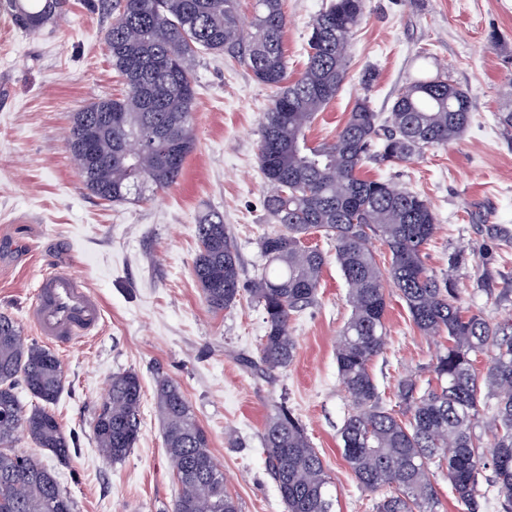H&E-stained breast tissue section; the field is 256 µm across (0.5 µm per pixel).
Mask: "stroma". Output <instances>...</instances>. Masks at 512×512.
Wrapping results in <instances>:
<instances>
[{"instance_id":"stroma-1","label":"stroma","mask_w":512,"mask_h":512,"mask_svg":"<svg viewBox=\"0 0 512 512\" xmlns=\"http://www.w3.org/2000/svg\"><path fill=\"white\" fill-rule=\"evenodd\" d=\"M282 4L293 79L306 61L310 21L326 0ZM366 12L349 48L347 79L308 139H331L358 96L369 95L376 111L388 112L420 67L447 66L474 106L461 139L408 163L366 164L364 173L426 198L437 216L426 264L453 271L471 311L497 322L512 319V143L494 121L512 81V0H367ZM111 22L102 0H69L63 20L29 35L0 10V313L37 341L27 315L50 269L80 276L104 307L96 336L56 351L65 383L52 410L78 448L62 462L21 432L15 452L51 469L76 512H171L179 486L154 398L157 381L166 378L179 385L207 430L241 512H286L261 444L270 405L281 398L324 461L335 512H373L377 494L359 486L341 450L349 399L336 342L351 307L331 243L318 233L305 239L329 256L318 303L291 322L293 362L266 376L242 363L256 355L265 333L261 307L245 297L212 311L192 276L195 226L214 211L238 246L242 280L261 262L258 240L274 223L264 207L258 144L274 89L224 55L199 56L196 146L179 183L148 200L102 201L82 187L65 139L73 112L125 90L105 42ZM369 69L377 80L367 90L361 76ZM385 293L388 344L372 375L389 394L399 377L421 374L443 340L414 327L396 288ZM126 370L136 371L142 384L141 435L115 464L94 441L93 419L112 375Z\"/></svg>"}]
</instances>
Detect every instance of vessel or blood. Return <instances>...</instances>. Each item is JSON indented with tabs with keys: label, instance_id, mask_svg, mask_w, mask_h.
<instances>
[{
	"label": "vessel or blood",
	"instance_id": "b4317fda",
	"mask_svg": "<svg viewBox=\"0 0 512 512\" xmlns=\"http://www.w3.org/2000/svg\"><path fill=\"white\" fill-rule=\"evenodd\" d=\"M28 320L48 343L65 346L98 333L103 306L77 276L50 271L39 281Z\"/></svg>",
	"mask_w": 512,
	"mask_h": 512
}]
</instances>
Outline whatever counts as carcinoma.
I'll use <instances>...</instances> for the list:
<instances>
[{
    "instance_id": "cac0c4a2",
    "label": "carcinoma",
    "mask_w": 512,
    "mask_h": 512,
    "mask_svg": "<svg viewBox=\"0 0 512 512\" xmlns=\"http://www.w3.org/2000/svg\"><path fill=\"white\" fill-rule=\"evenodd\" d=\"M15 25L40 33L66 14L68 0H3ZM240 0H115L106 31L112 68L126 91L72 115L65 148L82 154L93 133L96 161L78 169L83 187L109 203L145 200L176 185L195 146V59L223 53L276 89L261 124L259 161L269 191L264 206L277 229L259 238L266 264L245 283L224 215L195 225L199 251L193 276L215 312L242 293L262 307L266 332L256 359L261 372L287 367L296 341L290 323L317 302L326 256L304 245L321 233L334 247L348 287L351 316L336 345V364L350 409L341 428L342 454L361 487L379 492L375 512H437L431 465L445 463L448 483L465 512H483V483L512 512V322H491L464 306L454 275L428 268L423 248L436 231L421 195L361 173L367 160L390 166L460 138L473 117L469 93L448 77L413 79L395 94L386 118L370 96L357 98L336 136L317 145L307 131L347 78L351 38L363 23L365 0H330L310 23L307 63L288 81L287 24L282 0H254L245 26ZM389 253L379 267L372 240ZM397 288L414 326L448 345L427 366L437 386L400 377L387 407L370 373L384 353L385 281ZM486 356L484 372L477 357ZM36 399L28 407L17 380ZM64 386L60 360L26 343L16 323L0 315V512H76L74 500L36 458L13 450L17 432L61 461L72 440L52 412ZM156 411L180 492L172 512H239L224 485L210 440L181 388L157 383ZM142 386L131 370L112 375L93 422L103 456L119 462L141 430ZM492 443L483 444L482 432ZM266 470L288 512H333L324 462L300 419L274 403L262 433Z\"/></svg>"
}]
</instances>
